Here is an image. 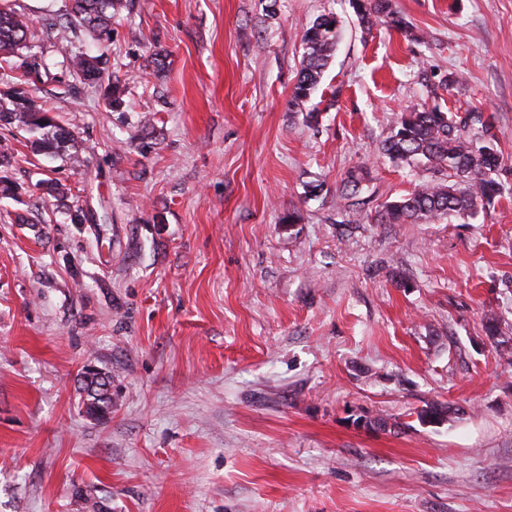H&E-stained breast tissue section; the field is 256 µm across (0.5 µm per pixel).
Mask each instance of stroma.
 Returning <instances> with one entry per match:
<instances>
[{
    "mask_svg": "<svg viewBox=\"0 0 512 512\" xmlns=\"http://www.w3.org/2000/svg\"><path fill=\"white\" fill-rule=\"evenodd\" d=\"M128 2L103 65L120 110L68 75L38 89L82 165L0 126V211L27 218L0 220V512H512V195L374 224L337 194L356 166L368 211L431 179L380 152L430 84L494 116L512 185V0H395L407 35L351 0ZM16 3L30 52H95L67 0ZM328 12L311 125L288 100ZM431 402L459 413L420 424ZM112 381L108 376L95 373L93 376H82L81 394L84 395L82 404L88 417L97 420H107L112 412V394L109 388Z\"/></svg>",
    "mask_w": 512,
    "mask_h": 512,
    "instance_id": "1",
    "label": "stroma"
}]
</instances>
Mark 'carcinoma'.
I'll return each instance as SVG.
<instances>
[{
    "instance_id": "obj_1",
    "label": "carcinoma",
    "mask_w": 512,
    "mask_h": 512,
    "mask_svg": "<svg viewBox=\"0 0 512 512\" xmlns=\"http://www.w3.org/2000/svg\"><path fill=\"white\" fill-rule=\"evenodd\" d=\"M357 13L363 29L369 31L378 22L400 32L409 25L394 8L392 0H357ZM127 7L124 0H72L60 21L83 29L97 41L96 56L74 55L70 67L83 81L102 79L103 58L112 44V18ZM37 27L25 12L6 3L0 6V54L14 55L35 39ZM338 20L333 14L318 16L302 36L303 54L298 81L288 107L306 113L309 122L317 120L318 111L309 108L312 93L336 50ZM47 64L41 57L26 55L18 63L0 66V82L17 84L9 96L0 97V123L15 125L28 132L31 147L43 154H60L74 147L75 137L64 123L43 107L40 98L27 90L38 87ZM381 152L390 160L407 165L423 164L439 178L416 184L407 194L385 203L370 221L377 224H417L444 216L472 217L487 209L512 190L501 179L502 158L497 149V135L491 117L471 109L465 113L443 111L424 105L403 112L390 135L382 142ZM368 172L363 167L349 170L342 180L340 197L352 207L359 200ZM112 381L96 373L82 376V404L88 417L105 421L112 413ZM458 409L433 402L421 409V423L442 422Z\"/></svg>"
}]
</instances>
